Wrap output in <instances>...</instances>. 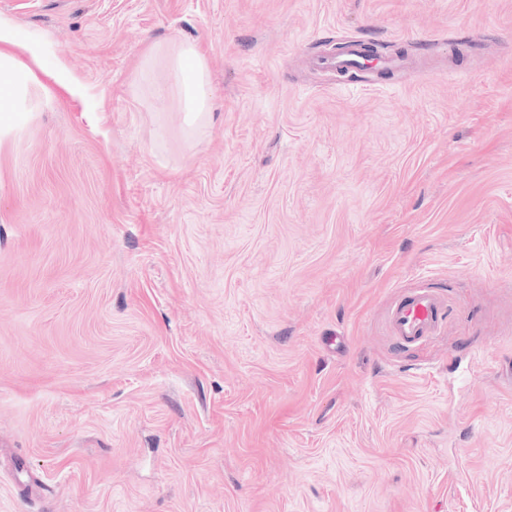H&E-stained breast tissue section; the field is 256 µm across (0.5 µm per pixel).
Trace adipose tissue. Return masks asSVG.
<instances>
[{
  "label": "adipose tissue",
  "mask_w": 512,
  "mask_h": 512,
  "mask_svg": "<svg viewBox=\"0 0 512 512\" xmlns=\"http://www.w3.org/2000/svg\"><path fill=\"white\" fill-rule=\"evenodd\" d=\"M159 66L165 76L153 83L156 95L175 97L187 130L207 126L212 118L213 92L207 57L200 45L185 40L153 47L145 55L142 69L152 76ZM43 72L42 50L18 44L12 22L0 18V139L17 133V118L31 93L50 96V88L41 79Z\"/></svg>",
  "instance_id": "adipose-tissue-1"
}]
</instances>
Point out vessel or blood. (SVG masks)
Here are the masks:
<instances>
[{
  "mask_svg": "<svg viewBox=\"0 0 512 512\" xmlns=\"http://www.w3.org/2000/svg\"><path fill=\"white\" fill-rule=\"evenodd\" d=\"M321 66L361 73L370 67L385 71L401 69L405 61L400 57H381L369 61L365 56L360 41H349L344 54L324 58ZM445 316L442 299L433 290L421 288L398 303L391 311L390 324L392 332L404 344H410L434 333Z\"/></svg>",
  "mask_w": 512,
  "mask_h": 512,
  "instance_id": "vessel-or-blood-1",
  "label": "vessel or blood"
}]
</instances>
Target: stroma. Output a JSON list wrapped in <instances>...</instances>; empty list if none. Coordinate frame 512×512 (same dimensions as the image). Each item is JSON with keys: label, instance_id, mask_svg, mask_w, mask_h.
I'll return each instance as SVG.
<instances>
[{"label": "stroma", "instance_id": "35a3bbf8", "mask_svg": "<svg viewBox=\"0 0 512 512\" xmlns=\"http://www.w3.org/2000/svg\"><path fill=\"white\" fill-rule=\"evenodd\" d=\"M0 16L85 88L0 142V512H512V0ZM353 36L406 68L316 66ZM187 39L190 138L140 74ZM160 63L165 76L153 79L155 93L160 98L173 96L183 114L188 131L207 126L212 118L213 92L207 57L199 44L191 40L155 46L144 57L142 72L153 76ZM444 316L440 296L429 288H421L392 309L390 324L393 335L401 343L410 344L434 333Z\"/></svg>", "mask_w": 512, "mask_h": 512}]
</instances>
